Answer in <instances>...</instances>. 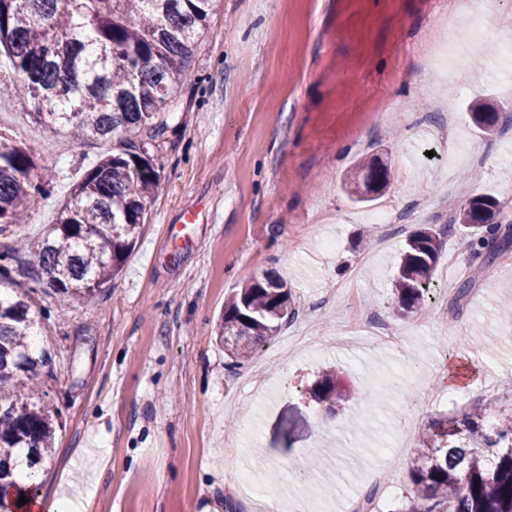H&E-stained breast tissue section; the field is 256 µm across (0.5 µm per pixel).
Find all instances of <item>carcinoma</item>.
Segmentation results:
<instances>
[{
	"instance_id": "carcinoma-1",
	"label": "carcinoma",
	"mask_w": 512,
	"mask_h": 512,
	"mask_svg": "<svg viewBox=\"0 0 512 512\" xmlns=\"http://www.w3.org/2000/svg\"><path fill=\"white\" fill-rule=\"evenodd\" d=\"M215 0H0V73L34 101L32 118L68 128L77 144L117 139L75 182L56 222L34 243L18 240L0 252V284L32 257L30 278L64 300L79 303L118 275L139 237L160 173L134 138L156 137L161 114L207 28ZM473 120L493 130L501 121L491 103ZM31 144L0 140V235L12 232L37 198L49 193L32 180ZM366 192L386 188L388 165L372 161L355 175ZM453 221L471 229L469 246L492 264L512 248V225L497 221L504 205L490 194L466 196ZM441 234H411L392 279L395 311L419 316L442 253ZM295 315L291 293L269 277L253 278L224 302L219 337L228 367L251 360L260 343ZM36 316L27 292L0 289V512H19L23 482L48 468L62 413L49 402L56 380L50 352L31 343ZM326 411L344 410L357 397L336 371L323 370L309 389ZM492 410L432 421L409 462V486L398 512H512V412L491 426Z\"/></svg>"
}]
</instances>
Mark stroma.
<instances>
[{"label":"stroma","mask_w":512,"mask_h":512,"mask_svg":"<svg viewBox=\"0 0 512 512\" xmlns=\"http://www.w3.org/2000/svg\"><path fill=\"white\" fill-rule=\"evenodd\" d=\"M465 0H218L167 114L146 148L160 172L135 249L93 298L37 292L43 342L55 354L50 399L63 415L41 505L78 493L79 512H261L233 481L281 471L277 493L314 512H350L374 492L391 512L431 417L512 406V250L484 267L467 229L451 223L464 187L490 193L512 221V126L485 136L468 107L498 88L512 0H491L467 41L448 23ZM467 45L452 75L437 50ZM30 98L0 93V138L37 148L33 179L49 182L29 223L42 237L84 169L111 143L74 144L34 124ZM453 118L449 136L440 130ZM386 156L394 224L372 221L347 178ZM383 199V200H384ZM196 223L183 221L186 212ZM443 231L424 318L395 314L390 279L407 237ZM268 275L295 315L229 370L218 340L228 295ZM473 288L456 291L464 280ZM383 320L397 343L343 339V323ZM360 394L366 433L326 425L306 389L323 367ZM297 427L283 436L280 422ZM261 445H250L251 436ZM344 466L342 484L330 472Z\"/></svg>","instance_id":"35a3bbf8"}]
</instances>
